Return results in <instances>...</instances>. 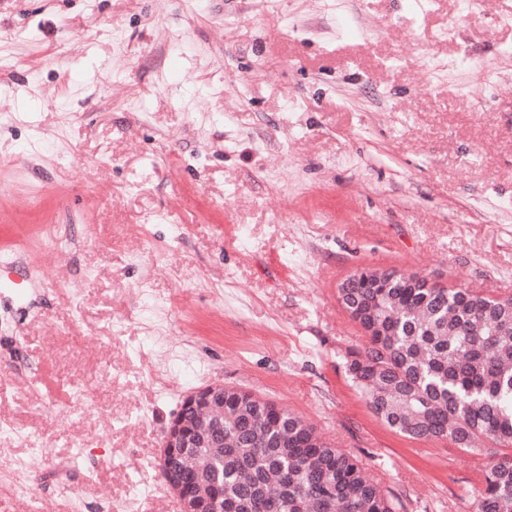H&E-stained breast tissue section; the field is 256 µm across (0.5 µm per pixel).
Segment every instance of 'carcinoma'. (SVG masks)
<instances>
[{
    "label": "carcinoma",
    "mask_w": 512,
    "mask_h": 512,
    "mask_svg": "<svg viewBox=\"0 0 512 512\" xmlns=\"http://www.w3.org/2000/svg\"><path fill=\"white\" fill-rule=\"evenodd\" d=\"M371 266L343 278L338 299L366 343L345 370L371 411L413 440L483 449L476 512H512V294L428 285L400 272L369 288ZM224 447L159 461L180 493L224 512H395L356 456L325 441L305 419L252 392L229 388Z\"/></svg>",
    "instance_id": "cac0c4a2"
}]
</instances>
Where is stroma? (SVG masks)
Instances as JSON below:
<instances>
[{
  "instance_id": "stroma-1",
  "label": "stroma",
  "mask_w": 512,
  "mask_h": 512,
  "mask_svg": "<svg viewBox=\"0 0 512 512\" xmlns=\"http://www.w3.org/2000/svg\"><path fill=\"white\" fill-rule=\"evenodd\" d=\"M338 6L0 0V469L65 475L85 512H181L162 437L221 383L401 512H474L487 456L371 412L336 286L382 265L512 293V0H352V36ZM159 325L190 374L161 370Z\"/></svg>"
}]
</instances>
